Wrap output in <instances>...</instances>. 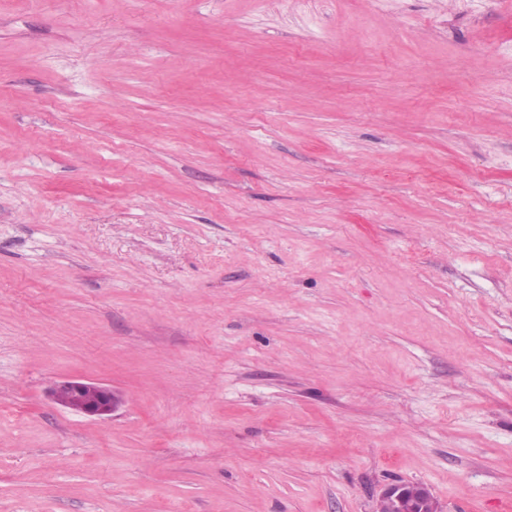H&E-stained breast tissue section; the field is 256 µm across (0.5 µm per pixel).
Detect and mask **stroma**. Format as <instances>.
Segmentation results:
<instances>
[{
    "label": "stroma",
    "instance_id": "35a3bbf8",
    "mask_svg": "<svg viewBox=\"0 0 512 512\" xmlns=\"http://www.w3.org/2000/svg\"><path fill=\"white\" fill-rule=\"evenodd\" d=\"M395 480L512 512V0H0V512ZM50 395L58 404L90 417L111 414L118 402L112 389L84 379H69L56 384Z\"/></svg>",
    "mask_w": 512,
    "mask_h": 512
}]
</instances>
